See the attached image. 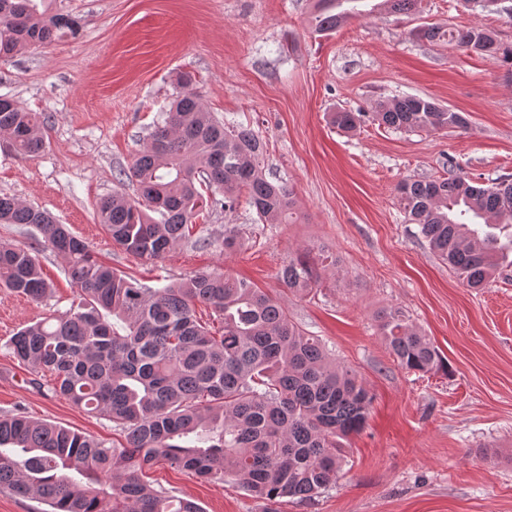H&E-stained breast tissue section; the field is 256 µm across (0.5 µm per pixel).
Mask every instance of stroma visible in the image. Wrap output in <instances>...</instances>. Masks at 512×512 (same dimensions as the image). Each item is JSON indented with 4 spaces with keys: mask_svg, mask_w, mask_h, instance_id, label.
I'll return each mask as SVG.
<instances>
[{
    "mask_svg": "<svg viewBox=\"0 0 512 512\" xmlns=\"http://www.w3.org/2000/svg\"><path fill=\"white\" fill-rule=\"evenodd\" d=\"M76 35L0 59V96L49 116L45 147L19 158L0 137V195L49 211L122 274L154 288L200 269L244 278L282 299L290 318L354 369L375 400L351 436L336 482L314 500L283 498L278 512H512V267L472 289L426 249L408 223L397 186L443 179L452 166L491 184L512 178V64L411 37L422 24L470 23L512 46V15L472 12L462 0H422L418 13L362 11L328 35L312 33L311 0H55ZM207 112L250 127L265 145L266 177L294 191L295 224H264L239 197L197 220L205 246L184 242L154 263L112 242L97 222L100 199L136 185L119 177L163 121L181 73ZM403 95L464 113L467 130L403 132L372 118ZM340 109L363 113L352 132L332 126ZM236 226L243 250L224 249ZM0 242L35 250L50 297L36 302L0 288V415H26L120 445L107 418L38 391L6 347L11 336L77 290L66 260L35 230L0 224ZM326 247L310 292L293 294L277 272L289 255ZM402 308L448 363L430 374L403 369L379 330ZM154 489L203 512H265L228 482H204L157 463Z\"/></svg>",
    "mask_w": 512,
    "mask_h": 512,
    "instance_id": "1",
    "label": "stroma"
}]
</instances>
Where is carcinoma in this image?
<instances>
[{"mask_svg": "<svg viewBox=\"0 0 512 512\" xmlns=\"http://www.w3.org/2000/svg\"><path fill=\"white\" fill-rule=\"evenodd\" d=\"M53 0H0V58L44 45L77 28L51 9ZM357 0H314L310 25L332 32ZM421 0H380L397 15ZM420 40H448L463 51L502 55V45L474 23L411 30ZM179 78V91L150 144L125 177L138 196L100 200L97 219L127 253L154 261L192 236L205 197L226 206L248 195L263 224H293V191L263 174L264 146L241 125L205 111ZM363 113L339 110L332 125L349 132ZM374 118L393 129L464 130L467 118L415 95L378 105ZM49 117L0 99V136L29 158L45 145ZM400 206L429 250L470 288L487 284L512 252V180L486 186L463 172L414 180L398 189ZM0 224L34 228L41 244L65 257L78 303L12 336L7 348L40 390L104 416L126 434V446L104 442L23 412L0 417V486L33 496L50 512H201L195 502L156 492L143 479L163 462L222 482L230 477L270 505L310 500L341 470L344 441L361 432L374 396L356 373L327 359L319 338L288 316L284 303L227 271H198L152 288L99 261L89 246L46 211L0 196ZM280 276L295 293L315 282L307 257H288ZM0 287L41 301L51 293L33 251L0 244ZM204 305L224 324L221 335L196 315ZM397 363L423 374L445 361L399 308L380 315Z\"/></svg>", "mask_w": 512, "mask_h": 512, "instance_id": "carcinoma-1", "label": "carcinoma"}]
</instances>
